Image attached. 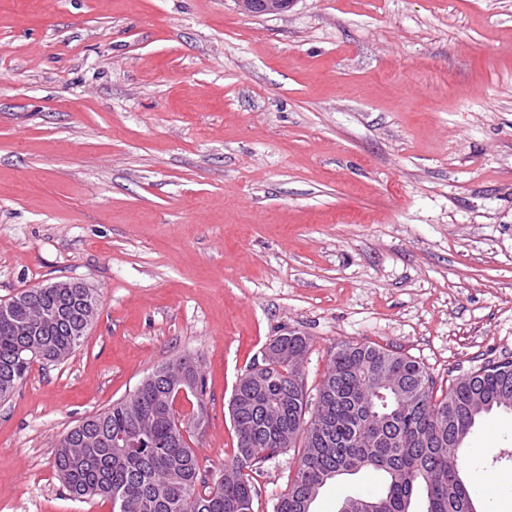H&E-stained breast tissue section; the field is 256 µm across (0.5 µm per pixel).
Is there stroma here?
Segmentation results:
<instances>
[{
  "instance_id": "stroma-1",
  "label": "stroma",
  "mask_w": 512,
  "mask_h": 512,
  "mask_svg": "<svg viewBox=\"0 0 512 512\" xmlns=\"http://www.w3.org/2000/svg\"><path fill=\"white\" fill-rule=\"evenodd\" d=\"M58 280L101 312L0 402V512H112L71 499L55 444L183 355L207 473L275 337L308 336L310 392L343 342L440 390L512 360V0H0V302ZM467 446L464 478L512 473V413ZM297 459L254 467V512ZM379 490L344 475L312 510ZM248 14L279 15L290 9L295 0H236Z\"/></svg>"
}]
</instances>
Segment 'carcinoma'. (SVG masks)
<instances>
[{
  "mask_svg": "<svg viewBox=\"0 0 512 512\" xmlns=\"http://www.w3.org/2000/svg\"><path fill=\"white\" fill-rule=\"evenodd\" d=\"M39 305L49 318L25 336L28 310ZM97 294L71 288H29L0 302V401L26 380L33 363L60 364L80 346L99 313ZM300 355L309 348L299 332L276 337ZM195 383L192 413L174 409L170 382L140 381L133 393L67 431L55 453V468L69 496L77 501L101 497L112 512H253L255 489L247 470L284 453L279 436L302 433L296 469L274 512H301L302 500L317 498L336 475L373 470L383 476L372 499L383 512H476L473 490L461 476L467 456L455 448L445 419L450 412H473L468 429L512 396V360L490 362L435 393V381L419 362L369 344L336 345L317 389L293 383L291 358L272 357L254 380L245 373L233 394L236 441L230 467L202 477L198 458L186 440L205 409V376L191 356L175 359ZM382 363L391 384L410 396L399 401L389 389L377 394L370 370Z\"/></svg>",
  "mask_w": 512,
  "mask_h": 512,
  "instance_id": "1",
  "label": "carcinoma"
}]
</instances>
